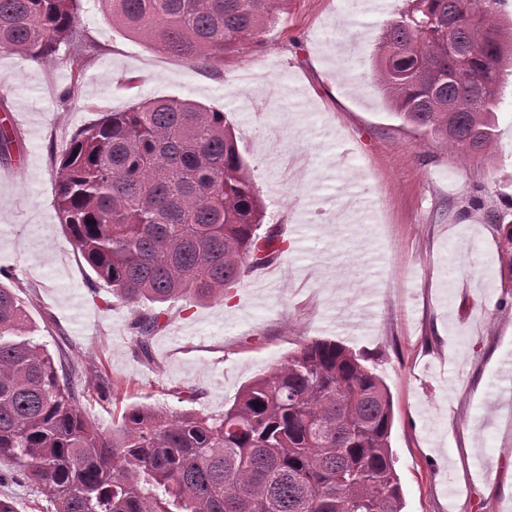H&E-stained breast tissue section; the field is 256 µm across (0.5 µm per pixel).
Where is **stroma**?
I'll return each instance as SVG.
<instances>
[{"label":"stroma","mask_w":512,"mask_h":512,"mask_svg":"<svg viewBox=\"0 0 512 512\" xmlns=\"http://www.w3.org/2000/svg\"><path fill=\"white\" fill-rule=\"evenodd\" d=\"M380 2L371 11L363 0H293L259 44L211 71L113 26L101 0H79L90 60L71 101L61 60L0 52V122L21 113L24 146L0 158V270L40 341L83 364L80 410L104 430L130 404L181 410L175 386L201 391L193 410L221 413L304 342L331 339L363 354L390 392L404 512H512V379L502 372L512 303L498 304L488 219L512 206V74L488 153L467 156L403 125L372 65L384 23L405 2ZM163 96L226 112L263 225L280 230L284 251L274 271L246 274L222 299L168 304L147 361L133 352V307L58 222L53 158L100 113ZM473 197L481 210L469 209ZM99 374L120 381L115 400L93 388ZM14 469L0 462V497L42 512L43 495Z\"/></svg>","instance_id":"35a3bbf8"}]
</instances>
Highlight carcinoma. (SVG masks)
Wrapping results in <instances>:
<instances>
[{"label":"carcinoma","instance_id":"cac0c4a2","mask_svg":"<svg viewBox=\"0 0 512 512\" xmlns=\"http://www.w3.org/2000/svg\"><path fill=\"white\" fill-rule=\"evenodd\" d=\"M78 0H0V52L51 61L61 46L76 97L85 66ZM112 24L203 69L259 43L291 0H102ZM501 0H407L379 38L375 81L403 123L464 153L498 139L494 112L512 27ZM59 224L112 294L135 307L134 354L151 359L156 307L214 300L281 254L223 112L160 97L102 112L56 162ZM498 228L512 282V214ZM0 282V461L46 512H403L392 397L343 344L313 339L247 382L220 414L126 407L104 431L82 414L79 374L34 336Z\"/></svg>","mask_w":512,"mask_h":512}]
</instances>
